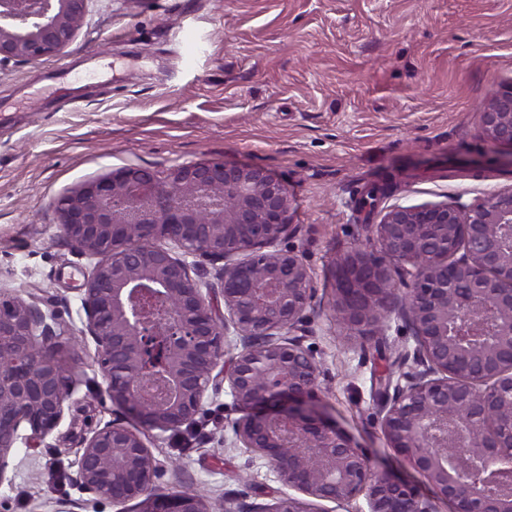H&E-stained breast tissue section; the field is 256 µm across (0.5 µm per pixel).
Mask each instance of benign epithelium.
Listing matches in <instances>:
<instances>
[{
    "label": "benign epithelium",
    "instance_id": "1",
    "mask_svg": "<svg viewBox=\"0 0 512 512\" xmlns=\"http://www.w3.org/2000/svg\"><path fill=\"white\" fill-rule=\"evenodd\" d=\"M90 0H0V63L61 53ZM481 135L512 158V79L482 104ZM63 236L96 259L82 297L81 338L96 346L105 392L134 421L89 432L74 483L138 512H212L200 496L155 488L145 433H180L221 384L242 416L233 444L259 455L290 493L249 512H331L360 497L367 512H512V187L467 203L393 205L365 225L367 243L333 263L332 315L347 339L380 346L402 321L414 340L397 379L378 389L388 443L432 496L373 467L315 407L320 362L304 345L313 276L281 243L296 234L287 188L266 169L198 161L163 173L121 167L55 204ZM174 243L164 247L158 241ZM193 261H188V258ZM197 257L221 263L215 281ZM56 315L0 294V482L20 438L35 447L64 417L74 385ZM164 337L142 389L144 348ZM237 352L224 361L229 337ZM29 433L20 434L21 428Z\"/></svg>",
    "mask_w": 512,
    "mask_h": 512
}]
</instances>
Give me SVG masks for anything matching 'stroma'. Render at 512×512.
<instances>
[{
	"label": "stroma",
	"instance_id": "obj_1",
	"mask_svg": "<svg viewBox=\"0 0 512 512\" xmlns=\"http://www.w3.org/2000/svg\"><path fill=\"white\" fill-rule=\"evenodd\" d=\"M510 78L512 0H91L59 55L0 64V292L55 311L76 380L58 427L12 448L0 512H134L71 480L82 436L123 415L94 342L75 339L94 261L62 236L54 203L115 168L207 160L261 166L287 188L299 230L285 245L316 292L306 343L323 411L376 467L424 487L388 447L373 397L413 338L346 342L327 308L331 264L392 205L512 186V159L479 129L485 95ZM389 173L394 192L356 212ZM238 416L219 389L190 429L149 436L157 488L197 493L212 512L279 495L266 461L233 447Z\"/></svg>",
	"mask_w": 512,
	"mask_h": 512
}]
</instances>
